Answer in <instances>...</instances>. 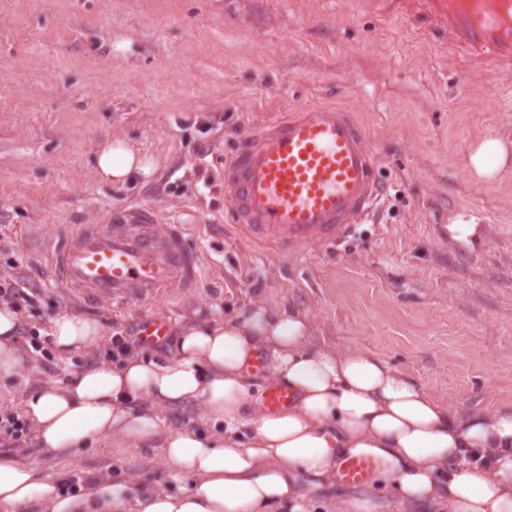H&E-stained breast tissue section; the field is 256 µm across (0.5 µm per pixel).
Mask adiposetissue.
Here are the masks:
<instances>
[{
	"instance_id": "1",
	"label": "adipose tissue",
	"mask_w": 512,
	"mask_h": 512,
	"mask_svg": "<svg viewBox=\"0 0 512 512\" xmlns=\"http://www.w3.org/2000/svg\"><path fill=\"white\" fill-rule=\"evenodd\" d=\"M97 175L122 184L149 175L154 162L117 138L96 158ZM512 168V141L487 138L467 154L479 182ZM21 317L0 303V377L20 367ZM312 322L286 305L252 302L226 319L192 317L161 359L131 354L92 364L61 384L20 400L38 442L69 458L105 438L160 441V461L189 488L170 493L135 481L100 479L86 493L0 453V512H376L375 502L336 490L340 458L373 462L371 482L399 508L429 512H512V404L493 410L432 398L373 352L311 339ZM47 334L61 356L95 349L98 320L65 310ZM267 365L247 368L256 352ZM297 400L276 412L256 407L267 383ZM194 406L217 431L163 432L162 413Z\"/></svg>"
}]
</instances>
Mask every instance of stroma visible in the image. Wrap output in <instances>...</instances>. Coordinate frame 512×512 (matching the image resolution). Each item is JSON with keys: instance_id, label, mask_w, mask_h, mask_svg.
Segmentation results:
<instances>
[{"instance_id": "stroma-1", "label": "stroma", "mask_w": 512, "mask_h": 512, "mask_svg": "<svg viewBox=\"0 0 512 512\" xmlns=\"http://www.w3.org/2000/svg\"><path fill=\"white\" fill-rule=\"evenodd\" d=\"M402 0L403 24L374 0H0V283H24V368L0 380V406L41 383L113 359L111 341L60 361L42 330L61 310L135 336L224 318L253 301L311 317L314 337L363 346L429 395L492 410L512 403V172L473 181L464 162L487 137L512 138V87L486 81L446 49L443 28ZM341 104L366 125L391 189L351 235L282 255L225 221L224 160L254 124L303 105ZM127 139L156 163L122 186L97 176L98 152ZM151 207L187 225L202 284L179 301L114 311L68 300L38 263L67 224ZM480 219L475 249L448 226ZM9 452L85 490L100 476L170 492L158 443L105 439L64 461L34 433L0 435ZM168 321L164 315L153 314L148 316L141 330L144 342L154 343L167 336Z\"/></svg>"}]
</instances>
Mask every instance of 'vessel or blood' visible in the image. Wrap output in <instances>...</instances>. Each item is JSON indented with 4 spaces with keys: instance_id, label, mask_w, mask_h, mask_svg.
Listing matches in <instances>:
<instances>
[{
    "instance_id": "vessel-or-blood-1",
    "label": "vessel or blood",
    "mask_w": 512,
    "mask_h": 512,
    "mask_svg": "<svg viewBox=\"0 0 512 512\" xmlns=\"http://www.w3.org/2000/svg\"><path fill=\"white\" fill-rule=\"evenodd\" d=\"M426 14L447 27L448 52L480 71L512 79V0H424ZM387 185L368 132L353 112L316 106L261 125L224 161V195L232 223L251 239L295 249L333 246L381 201ZM50 280L89 306L143 303L197 287L201 260L185 227L160 223L154 209H113L100 224H74L47 257ZM164 315L148 316L144 342L167 334ZM270 384L260 403L275 412L294 403ZM373 464L349 458L341 480L364 483Z\"/></svg>"
}]
</instances>
